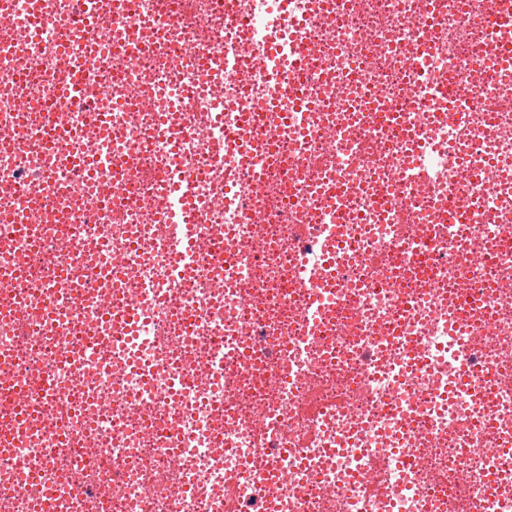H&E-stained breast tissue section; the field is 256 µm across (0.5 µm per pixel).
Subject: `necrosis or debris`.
Masks as SVG:
<instances>
[{"instance_id":"4bbe7bcc","label":"necrosis or debris","mask_w":512,"mask_h":512,"mask_svg":"<svg viewBox=\"0 0 512 512\" xmlns=\"http://www.w3.org/2000/svg\"><path fill=\"white\" fill-rule=\"evenodd\" d=\"M507 12L0 0V512H512Z\"/></svg>"}]
</instances>
